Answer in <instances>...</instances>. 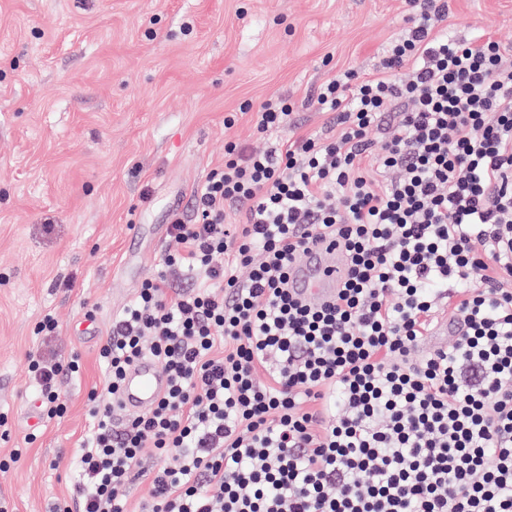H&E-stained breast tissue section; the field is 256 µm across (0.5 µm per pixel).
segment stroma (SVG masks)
<instances>
[{"label": "stroma", "mask_w": 512, "mask_h": 512, "mask_svg": "<svg viewBox=\"0 0 512 512\" xmlns=\"http://www.w3.org/2000/svg\"><path fill=\"white\" fill-rule=\"evenodd\" d=\"M406 15L405 0H0V458L30 430L28 352L82 358L66 413L0 471L15 512L71 496L100 342L171 248L170 211H189L226 139L266 147L241 106L284 96L325 131L317 88L372 71ZM448 31L512 45V0H448ZM47 310L59 327L39 342Z\"/></svg>", "instance_id": "stroma-1"}]
</instances>
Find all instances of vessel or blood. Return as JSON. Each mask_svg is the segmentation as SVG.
<instances>
[{
  "instance_id": "1",
  "label": "vessel or blood",
  "mask_w": 512,
  "mask_h": 512,
  "mask_svg": "<svg viewBox=\"0 0 512 512\" xmlns=\"http://www.w3.org/2000/svg\"><path fill=\"white\" fill-rule=\"evenodd\" d=\"M347 271L344 252L331 241L308 250L292 267L288 286L298 298L328 303L334 300ZM167 387L161 368L150 359L140 361L127 375L121 402L128 413L144 411L156 403Z\"/></svg>"
}]
</instances>
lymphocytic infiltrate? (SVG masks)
Wrapping results in <instances>:
<instances>
[{"label": "lymphocytic infiltrate", "instance_id": "obj_1", "mask_svg": "<svg viewBox=\"0 0 512 512\" xmlns=\"http://www.w3.org/2000/svg\"><path fill=\"white\" fill-rule=\"evenodd\" d=\"M408 4L371 73L318 88L334 131L225 142L192 219L171 213L176 250L98 349L79 512H126L118 491L142 475L151 512H512V46L450 35L447 0ZM326 239L343 288L293 297L290 267ZM444 303L466 333L422 352ZM145 357L167 389L113 425ZM27 361L44 420L62 417L80 356Z\"/></svg>", "mask_w": 512, "mask_h": 512}]
</instances>
